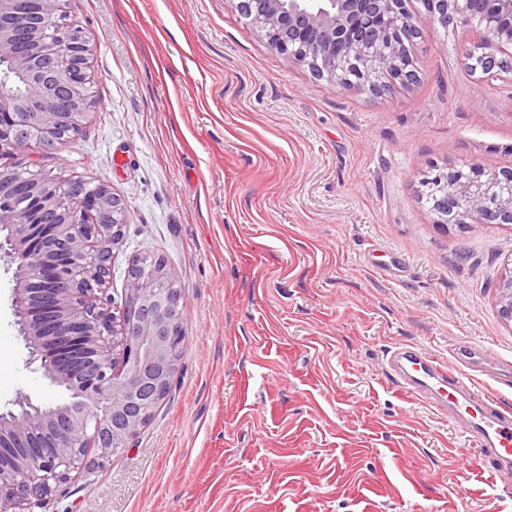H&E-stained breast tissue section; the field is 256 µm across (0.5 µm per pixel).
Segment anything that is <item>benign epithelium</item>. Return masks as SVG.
Instances as JSON below:
<instances>
[{"label": "benign epithelium", "mask_w": 512, "mask_h": 512, "mask_svg": "<svg viewBox=\"0 0 512 512\" xmlns=\"http://www.w3.org/2000/svg\"><path fill=\"white\" fill-rule=\"evenodd\" d=\"M59 0H0V60L26 82L20 97L0 93V146L25 152L65 147L87 107L88 47L62 29ZM407 0H238L239 12L269 43L337 85L378 90L413 80L410 48L426 22L480 37L464 53L471 71L494 74L512 57V0H425L413 17ZM512 166L446 168L428 179L438 224H512ZM0 196L26 199L1 209L9 228L0 245L22 271L14 312L43 376L73 395L64 405L24 396L0 413V512L42 509L73 475L103 466L148 421L178 370L184 328L181 294L164 267L128 270L124 307H108L112 250L124 211L108 186L95 193L54 181L0 180ZM498 313L512 326V267L497 284Z\"/></svg>", "instance_id": "obj_1"}]
</instances>
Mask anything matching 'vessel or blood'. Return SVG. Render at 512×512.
I'll list each match as a JSON object with an SVG mask.
<instances>
[{"instance_id":"b4317fda","label":"vessel or blood","mask_w":512,"mask_h":512,"mask_svg":"<svg viewBox=\"0 0 512 512\" xmlns=\"http://www.w3.org/2000/svg\"><path fill=\"white\" fill-rule=\"evenodd\" d=\"M481 354V348L465 345L441 361L419 347L400 345L391 351L387 365L405 394L467 420L471 438L485 449L486 472L502 483L512 476V410L472 378Z\"/></svg>"}]
</instances>
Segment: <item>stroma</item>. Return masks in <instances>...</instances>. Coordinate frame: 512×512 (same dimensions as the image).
<instances>
[{"label": "stroma", "mask_w": 512, "mask_h": 512, "mask_svg": "<svg viewBox=\"0 0 512 512\" xmlns=\"http://www.w3.org/2000/svg\"><path fill=\"white\" fill-rule=\"evenodd\" d=\"M238 0H61L87 42L90 107L61 151L0 171L80 177L121 199L110 292L164 258L187 342L171 392L46 512H512L462 423L402 394L390 348L485 350L512 408L497 282L512 228L440 226L423 181L512 165V72L462 63L476 33L421 26L416 80L342 87L269 44ZM0 257V411L69 402L33 362Z\"/></svg>", "instance_id": "stroma-1"}]
</instances>
